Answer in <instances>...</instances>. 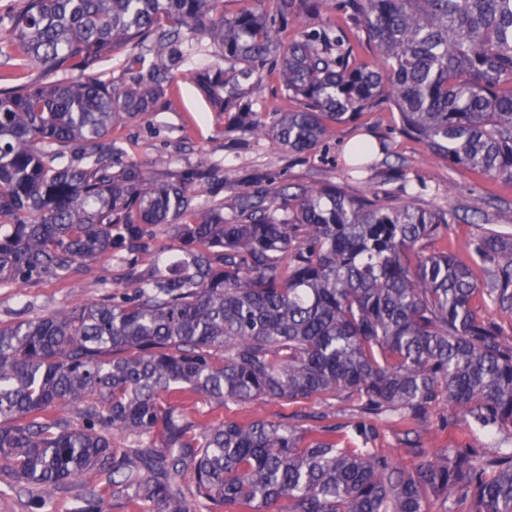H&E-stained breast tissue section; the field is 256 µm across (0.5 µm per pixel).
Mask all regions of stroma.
I'll list each match as a JSON object with an SVG mask.
<instances>
[{
    "instance_id": "obj_1",
    "label": "stroma",
    "mask_w": 512,
    "mask_h": 512,
    "mask_svg": "<svg viewBox=\"0 0 512 512\" xmlns=\"http://www.w3.org/2000/svg\"><path fill=\"white\" fill-rule=\"evenodd\" d=\"M218 52L188 46L176 74L155 112L116 125L112 129L121 162L135 161L153 170L181 173L191 169L199 153H207L214 174L201 181L202 201L224 204L225 221L236 217L237 193L264 191L269 187L341 183L353 192L409 194L417 206L451 214L448 249L466 257L469 243L480 225L512 233V181L491 180L463 167L448 168L431 157L421 143L398 132L399 116L388 110L361 114L337 125L318 150L294 153L267 138H254L236 122L232 113H218L199 95L192 75L202 68L222 65ZM374 143L371 169L354 172L344 157L348 144L358 139ZM191 247L178 225L162 224L152 230L139 251L123 249L88 262L77 273L58 280L46 277L23 286H0V324L36 320L96 299L108 291H132L136 282L167 275L171 261L186 262ZM355 402L308 399L296 403H228L196 396L194 413L204 419L273 423L298 416L301 424L347 422Z\"/></svg>"
}]
</instances>
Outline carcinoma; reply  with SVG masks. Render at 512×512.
I'll return each mask as SVG.
<instances>
[{"label":"carcinoma","mask_w":512,"mask_h":512,"mask_svg":"<svg viewBox=\"0 0 512 512\" xmlns=\"http://www.w3.org/2000/svg\"><path fill=\"white\" fill-rule=\"evenodd\" d=\"M20 0L0 14V285L61 278L180 222L192 267L37 321L0 326V457L72 512H512V236L470 262L429 244L447 213L336 183L200 203L182 176L123 164L108 136L154 111L188 40L226 69L200 95L252 136L304 153L381 105L448 166L512 180V0ZM130 80L89 78L118 46ZM367 44L372 58L359 48ZM277 73L292 109L256 117L239 79ZM58 76L54 82L43 78ZM357 397L343 425L203 421L186 403ZM464 422L492 448H427ZM416 424L401 467L379 421ZM137 439L120 448L115 435ZM191 475L187 487L179 482ZM84 492V485L81 481L72 483L66 492H63L54 499L50 505L39 512H70L75 505L76 499Z\"/></svg>","instance_id":"1"}]
</instances>
